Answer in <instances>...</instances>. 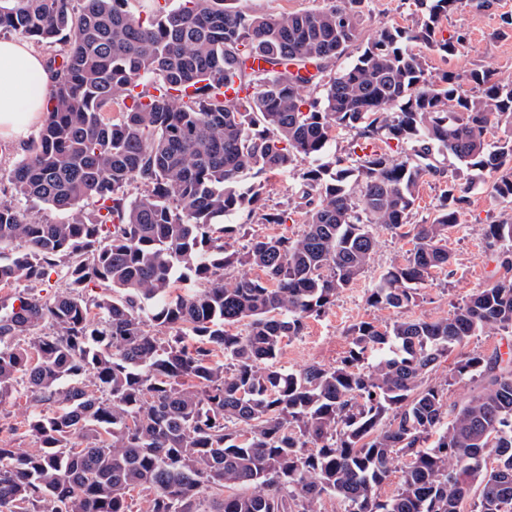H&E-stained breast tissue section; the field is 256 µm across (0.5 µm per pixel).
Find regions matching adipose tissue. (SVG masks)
I'll list each match as a JSON object with an SVG mask.
<instances>
[{
  "label": "adipose tissue",
  "instance_id": "1",
  "mask_svg": "<svg viewBox=\"0 0 512 512\" xmlns=\"http://www.w3.org/2000/svg\"><path fill=\"white\" fill-rule=\"evenodd\" d=\"M54 75L27 43L0 40V139L26 138L43 117Z\"/></svg>",
  "mask_w": 512,
  "mask_h": 512
}]
</instances>
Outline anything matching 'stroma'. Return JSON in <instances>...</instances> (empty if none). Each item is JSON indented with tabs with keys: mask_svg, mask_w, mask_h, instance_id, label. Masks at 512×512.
Listing matches in <instances>:
<instances>
[{
	"mask_svg": "<svg viewBox=\"0 0 512 512\" xmlns=\"http://www.w3.org/2000/svg\"><path fill=\"white\" fill-rule=\"evenodd\" d=\"M420 17L414 0H370L359 20L361 37L372 38L385 25L414 27ZM443 32L464 34L465 42L455 55L429 54L432 76L484 68L494 71L500 79L512 80V0H490L489 7L480 11L459 8L444 21ZM457 175L470 191L468 205L448 232L446 245L451 263L422 287L416 305L393 310L366 304V289L391 265L403 262L413 247L410 238L377 229V246L368 271L339 296L323 317L309 321L304 335L285 345L280 357L283 367L295 370L312 364L333 366L348 347L350 325L362 320L384 324L397 319L445 318L473 291L496 279L504 246L491 243L485 228L493 221L512 219V202L491 195L494 176L489 172L462 168ZM30 411L29 401L22 394L1 402L0 440L25 451L36 450L39 442L24 426Z\"/></svg>",
	"mask_w": 512,
	"mask_h": 512,
	"instance_id": "stroma-1",
	"label": "stroma"
}]
</instances>
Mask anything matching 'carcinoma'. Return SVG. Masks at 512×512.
<instances>
[{
    "label": "carcinoma",
    "mask_w": 512,
    "mask_h": 512,
    "mask_svg": "<svg viewBox=\"0 0 512 512\" xmlns=\"http://www.w3.org/2000/svg\"><path fill=\"white\" fill-rule=\"evenodd\" d=\"M465 1L488 2L432 0L416 27H381L337 70L368 0L279 15L147 0L144 16L129 0H0L1 33L64 46L12 171L16 198H0V284L65 283L0 309V403L25 392L39 441L0 443V512H136V491L150 493L146 512H326L327 498L346 512H463L475 487L471 512H512V358L461 354L453 378L477 391L451 410L428 383L469 337L512 333L511 251L448 318L360 321L335 366L279 365L365 273L374 228L413 249L370 306H413L448 267L468 187L445 160L496 175L491 192L512 201V81L488 69L434 79L409 49L455 55L463 36L438 33ZM342 130L360 152L326 155ZM284 170L299 180L300 231L224 223H287L261 180ZM430 175L445 179L435 215L410 225ZM22 199L71 218L33 219ZM485 234L512 242V221ZM186 280L203 289L176 292ZM231 486L247 491L224 495Z\"/></svg>",
    "instance_id": "obj_1"
}]
</instances>
